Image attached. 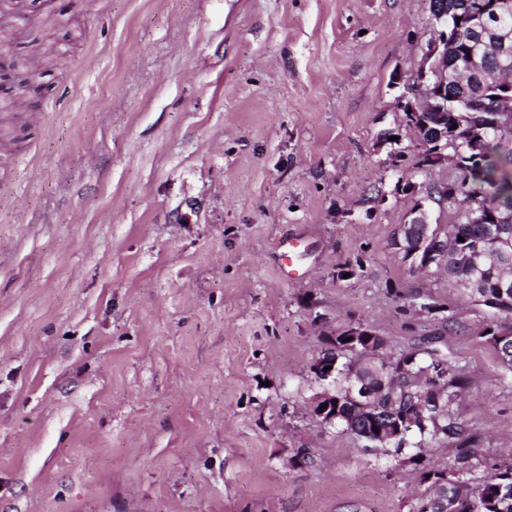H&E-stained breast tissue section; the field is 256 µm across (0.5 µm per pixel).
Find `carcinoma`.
I'll use <instances>...</instances> for the list:
<instances>
[{
  "label": "carcinoma",
  "instance_id": "1",
  "mask_svg": "<svg viewBox=\"0 0 512 512\" xmlns=\"http://www.w3.org/2000/svg\"><path fill=\"white\" fill-rule=\"evenodd\" d=\"M480 0H429L430 13L448 7V20L441 21L438 31H447L457 37L460 46L466 48L486 69L497 72L494 49L499 38L512 34V8L498 17L487 19V34L478 42L466 30L459 29L455 14L461 13L465 5H478ZM448 123L438 126L432 113L422 112L413 118L406 116L407 125L417 135L429 139L435 129L443 135L442 143L448 150H459L468 157L465 170L461 173L456 193L447 197L448 205L455 210V221L448 230L435 231L434 255L418 254L423 266L435 265L448 273L458 287L462 288L473 301L512 316V265L505 259L512 257V223L500 225L501 231L492 235L485 224H474L470 214L487 205L512 213V140L491 126L498 108L497 92L491 87L456 81L447 82ZM482 133L478 155L468 150L471 136ZM507 328L498 321L486 324L479 335L487 338L497 349L503 372L512 375V337L506 336ZM344 332L336 333V413L348 414L357 430L365 433L363 446L376 451L399 452L402 444L377 440L374 421L361 405L347 399V388L356 379L369 383L385 381V388L375 402L373 414L380 417L394 413H413L414 434L420 441L441 440L457 451V463L461 464L458 478L462 480L464 493L457 503V512H512V504L502 502L497 496L499 485L512 486V468L499 470L483 482L472 487L464 478V466L478 456L479 445L475 436L464 422L453 412L463 388L464 381L457 374L452 361L445 354L423 344L402 351L393 356H383L377 362L365 361L366 349L356 343L358 357H353L348 343L343 341ZM406 367L414 374L424 371L437 375L439 382L427 381L422 385L402 383L392 378L391 373Z\"/></svg>",
  "mask_w": 512,
  "mask_h": 512
}]
</instances>
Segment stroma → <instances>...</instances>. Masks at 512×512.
Returning a JSON list of instances; mask_svg holds the SVG:
<instances>
[{"instance_id": "stroma-1", "label": "stroma", "mask_w": 512, "mask_h": 512, "mask_svg": "<svg viewBox=\"0 0 512 512\" xmlns=\"http://www.w3.org/2000/svg\"><path fill=\"white\" fill-rule=\"evenodd\" d=\"M0 512H408L419 466L309 411L323 336L427 337L473 476L512 465L491 309L393 244L447 230L398 100L428 0H0ZM310 451L291 464L296 449Z\"/></svg>"}]
</instances>
